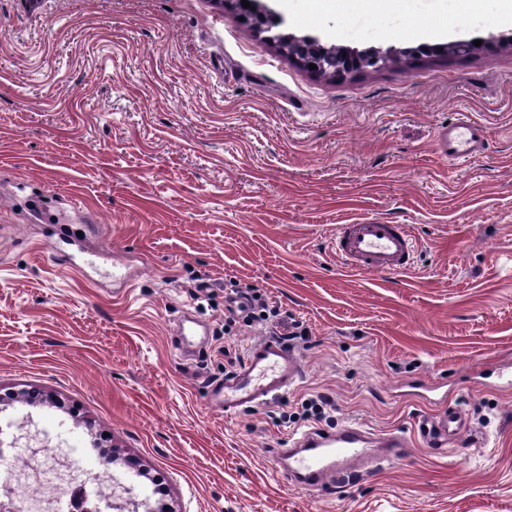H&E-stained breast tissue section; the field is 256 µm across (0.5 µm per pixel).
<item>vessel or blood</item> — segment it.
Wrapping results in <instances>:
<instances>
[{"instance_id":"1","label":"vessel or blood","mask_w":512,"mask_h":512,"mask_svg":"<svg viewBox=\"0 0 512 512\" xmlns=\"http://www.w3.org/2000/svg\"><path fill=\"white\" fill-rule=\"evenodd\" d=\"M486 141L483 125L465 114L442 128L436 138L440 154L458 162L480 156ZM332 248L340 261L353 270L405 272L413 265L416 242L409 225L365 222L339 225ZM301 373L299 354L278 338L268 336L248 349L241 366L223 380L208 384L207 401L227 414L256 408L286 395L296 386ZM459 429L460 416L455 408L445 409L418 426L420 436L439 448ZM406 445L400 433L374 434L348 423L332 432H303L293 447L274 448L270 454L274 468L293 486L314 490L344 487L354 465L369 459L387 462Z\"/></svg>"}]
</instances>
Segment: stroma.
Here are the masks:
<instances>
[{
	"instance_id": "35a3bbf8",
	"label": "stroma",
	"mask_w": 512,
	"mask_h": 512,
	"mask_svg": "<svg viewBox=\"0 0 512 512\" xmlns=\"http://www.w3.org/2000/svg\"><path fill=\"white\" fill-rule=\"evenodd\" d=\"M283 29L343 48L417 47L411 24L448 14L431 43L512 30L494 0H392L311 16L269 0ZM468 114L487 149L466 166L436 133ZM92 219L125 263H67L29 207ZM412 225L415 267L356 272L331 251L340 224ZM270 292L303 377L288 395L226 415L230 287ZM186 351L173 337L182 321ZM48 394L56 406L14 398ZM0 442L37 436L96 489L100 449L137 499L176 512H512V47L420 57L342 81L262 43L229 0H0ZM351 421L409 446L336 491H302L270 466L316 421ZM478 444L425 447L432 401Z\"/></svg>"
}]
</instances>
